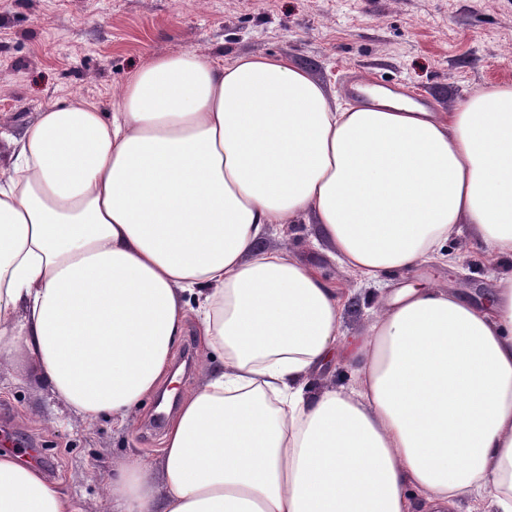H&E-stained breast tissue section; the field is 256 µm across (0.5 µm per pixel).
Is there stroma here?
<instances>
[{
	"label": "stroma",
	"instance_id": "obj_1",
	"mask_svg": "<svg viewBox=\"0 0 512 512\" xmlns=\"http://www.w3.org/2000/svg\"><path fill=\"white\" fill-rule=\"evenodd\" d=\"M195 50L214 63L281 55L310 70L329 94L363 71L369 86L451 112L491 84L512 83V0H0V129L20 133L36 112L74 98L115 110L127 79L147 59ZM308 218L278 227L273 244L317 269L346 300L342 329L363 335L367 312L388 293L421 284L472 299L493 290L469 227L448 257L365 280L316 243ZM152 402L133 423L87 422L51 400L30 361L0 372V447L17 449L94 512L113 462L153 461L162 430Z\"/></svg>",
	"mask_w": 512,
	"mask_h": 512
}]
</instances>
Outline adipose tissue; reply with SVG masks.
I'll use <instances>...</instances> for the list:
<instances>
[{
  "label": "adipose tissue",
  "instance_id": "ef3b65f1",
  "mask_svg": "<svg viewBox=\"0 0 512 512\" xmlns=\"http://www.w3.org/2000/svg\"><path fill=\"white\" fill-rule=\"evenodd\" d=\"M0 166V364L93 422L132 420L196 321L202 380L155 462L112 465L108 512H512V273L479 303L403 288L341 333L339 292L269 245L312 217L382 275L461 225L512 260V85L428 111L331 102L283 56L151 58L118 108L76 99ZM347 390L313 393L338 354ZM0 512H78L0 449Z\"/></svg>",
  "mask_w": 512,
  "mask_h": 512
}]
</instances>
